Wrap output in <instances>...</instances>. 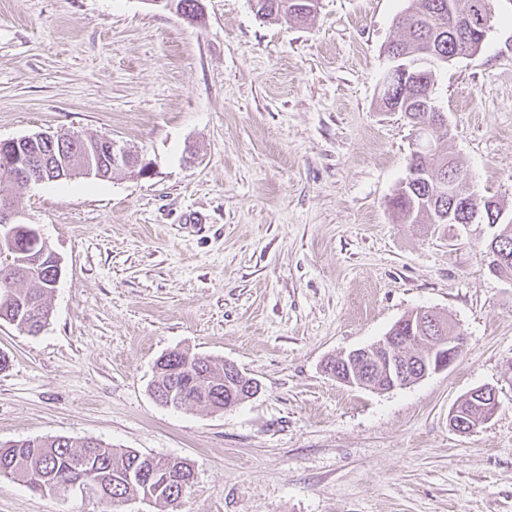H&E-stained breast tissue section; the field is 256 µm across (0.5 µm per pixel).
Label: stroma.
I'll use <instances>...</instances> for the list:
<instances>
[{
    "instance_id": "35a3bbf8",
    "label": "stroma",
    "mask_w": 512,
    "mask_h": 512,
    "mask_svg": "<svg viewBox=\"0 0 512 512\" xmlns=\"http://www.w3.org/2000/svg\"><path fill=\"white\" fill-rule=\"evenodd\" d=\"M0 0V140L110 138L143 177L0 183L61 261L38 335L0 320V444L63 436L178 457L177 506L119 512H512V279L493 230L397 223L412 127L379 105L408 0H318L306 24L252 0ZM480 50L436 77L467 190L512 213V0ZM430 309L464 338L448 369L387 392L324 361ZM173 350L236 364L253 398L173 408L151 391ZM492 387L467 434L448 413ZM0 512H107L0 478Z\"/></svg>"
}]
</instances>
